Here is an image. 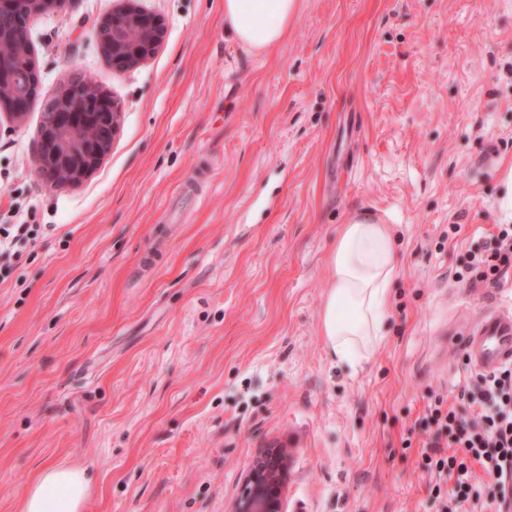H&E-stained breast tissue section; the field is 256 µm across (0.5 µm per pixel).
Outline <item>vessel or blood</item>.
I'll list each match as a JSON object with an SVG mask.
<instances>
[{
  "label": "vessel or blood",
  "mask_w": 512,
  "mask_h": 512,
  "mask_svg": "<svg viewBox=\"0 0 512 512\" xmlns=\"http://www.w3.org/2000/svg\"><path fill=\"white\" fill-rule=\"evenodd\" d=\"M464 346L472 368L480 372L512 365V306L480 309Z\"/></svg>",
  "instance_id": "obj_1"
}]
</instances>
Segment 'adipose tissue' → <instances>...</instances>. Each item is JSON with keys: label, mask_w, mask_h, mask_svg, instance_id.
<instances>
[{"label": "adipose tissue", "mask_w": 512, "mask_h": 512, "mask_svg": "<svg viewBox=\"0 0 512 512\" xmlns=\"http://www.w3.org/2000/svg\"><path fill=\"white\" fill-rule=\"evenodd\" d=\"M297 9L298 0H224V30L247 49L264 52L284 38ZM331 265L322 334L337 362L354 369L384 339L389 293L400 271L390 225L378 220L342 225ZM93 480L83 467H46L24 488L20 512H84Z\"/></svg>", "instance_id": "1"}]
</instances>
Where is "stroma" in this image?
Returning <instances> with one entry per match:
<instances>
[{
    "label": "stroma",
    "mask_w": 512,
    "mask_h": 512,
    "mask_svg": "<svg viewBox=\"0 0 512 512\" xmlns=\"http://www.w3.org/2000/svg\"><path fill=\"white\" fill-rule=\"evenodd\" d=\"M30 19L39 98L0 127V223L38 244L0 274V512L48 465L97 476L85 512H229L266 448L286 512H437L422 445L456 403L462 337L499 287L457 281L512 164V0H300L262 54L224 0H133L166 28L119 71L95 24ZM122 106L82 183L34 172L41 106L72 72ZM392 225L401 270L358 371L321 333L343 224Z\"/></svg>",
    "instance_id": "obj_1"
}]
</instances>
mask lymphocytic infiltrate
<instances>
[{"mask_svg": "<svg viewBox=\"0 0 512 512\" xmlns=\"http://www.w3.org/2000/svg\"><path fill=\"white\" fill-rule=\"evenodd\" d=\"M512 268V225L503 224L484 251L471 254L466 266L470 285L494 286ZM458 396L475 408L463 416L444 398L428 407L435 439L424 443L425 467L434 474L432 491L441 512H463L478 506L504 512L512 499V366L469 374ZM481 476H474V469Z\"/></svg>", "mask_w": 512, "mask_h": 512, "instance_id": "lymphocytic-infiltrate-1", "label": "lymphocytic infiltrate"}]
</instances>
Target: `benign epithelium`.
Segmentation results:
<instances>
[{"mask_svg":"<svg viewBox=\"0 0 512 512\" xmlns=\"http://www.w3.org/2000/svg\"><path fill=\"white\" fill-rule=\"evenodd\" d=\"M69 0H30V15L49 10L60 11ZM106 57L119 70L136 67L153 56L162 44L165 27L161 19L126 6L114 11L102 20L94 31ZM25 21L16 20L15 29L9 34L0 31V47L13 40L18 41L28 57V66L15 67L10 54L0 50V110L8 111V117L20 121L25 109L33 101V89L38 87V71L35 53L25 41ZM71 79L83 81L97 96V100L59 106L51 115L52 126L61 135L49 151H37L34 170L39 180L50 187L63 183L76 185L88 177L107 155L108 139L87 132L84 135L69 134L70 128L79 123L78 115L96 111L112 117L111 135H116L122 108L115 100L106 98L92 80L81 72ZM288 479V453L284 448H267L256 457L243 479V492L234 501L231 512H284L283 491Z\"/></svg>","mask_w":512,"mask_h":512,"instance_id":"benign-epithelium-1","label":"benign epithelium"}]
</instances>
